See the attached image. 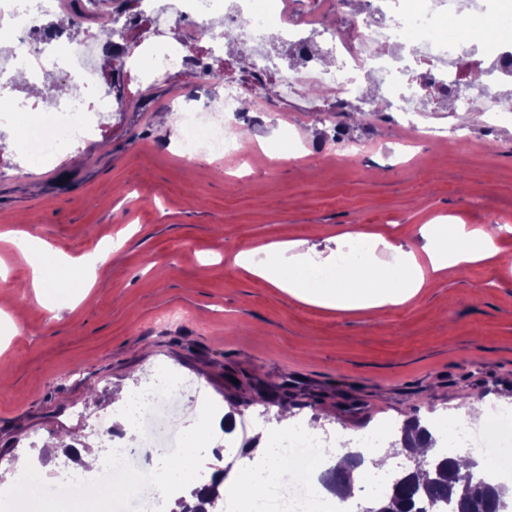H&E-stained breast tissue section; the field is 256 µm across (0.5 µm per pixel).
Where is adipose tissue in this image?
<instances>
[{
	"label": "adipose tissue",
	"instance_id": "obj_1",
	"mask_svg": "<svg viewBox=\"0 0 512 512\" xmlns=\"http://www.w3.org/2000/svg\"><path fill=\"white\" fill-rule=\"evenodd\" d=\"M498 232L494 225L469 230L462 225L433 224L421 233V249L428 256L433 271L454 274L462 264L493 257L494 239ZM339 238L363 244L365 253L363 261L351 262L333 280L287 274V265L303 261L302 254L296 253V245L292 242L266 246L263 262H254L248 252L237 254L235 262L273 286L286 290L302 303L341 311L357 308L378 310L400 305L415 297L423 287L424 272L414 252L403 250L380 236L367 237L354 226L343 230ZM381 251L396 255L397 264H380L377 254ZM287 485V468L275 466L260 479L249 471L225 479L218 491L223 496L235 494L252 500L263 497L270 489Z\"/></svg>",
	"mask_w": 512,
	"mask_h": 512
}]
</instances>
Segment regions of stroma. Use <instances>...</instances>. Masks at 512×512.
<instances>
[{"mask_svg":"<svg viewBox=\"0 0 512 512\" xmlns=\"http://www.w3.org/2000/svg\"><path fill=\"white\" fill-rule=\"evenodd\" d=\"M210 45L188 43L185 63L155 82L103 69L112 110L95 136L47 162L9 154L0 163V457H30L52 482L77 464L55 440L96 449L93 426L113 411V389L162 369L236 408L239 444L250 426L277 419L258 416L262 383H288L293 416L352 443L413 415L445 422L463 401L511 404L512 125L460 123L435 95L415 133L370 93L341 113L314 94L271 95L278 122L252 124L242 138L250 154L189 157L175 117L207 100L208 70H222L246 105L258 83L276 80L241 65L236 40L217 57ZM62 86L54 74L40 89L15 82L0 105L23 122ZM451 124L455 137L436 136ZM339 134L373 149L337 156L328 145ZM434 220L503 226L498 254L453 278L429 274L414 299L374 315L300 303L233 262L298 241L307 267L332 270L342 228L417 250ZM19 230L92 273L93 303L37 294ZM111 241L119 250L97 261Z\"/></svg>","mask_w":512,"mask_h":512,"instance_id":"obj_1","label":"stroma"}]
</instances>
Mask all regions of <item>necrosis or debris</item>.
<instances>
[{
    "instance_id": "necrosis-or-debris-1",
    "label": "necrosis or debris",
    "mask_w": 512,
    "mask_h": 512,
    "mask_svg": "<svg viewBox=\"0 0 512 512\" xmlns=\"http://www.w3.org/2000/svg\"><path fill=\"white\" fill-rule=\"evenodd\" d=\"M139 14L149 20L139 43L141 53L163 55L165 63H174L169 47L197 38V29L172 34L169 16L177 12L208 22L214 16L224 18L226 27L235 29L236 39L254 44L255 59L275 62L278 45L308 48V36L322 37L327 54L334 62L324 65L312 57L304 67L280 68L276 80L278 93L296 94L317 91L336 106L362 95L361 79L377 76L393 87L394 100L406 123H413L417 112L427 111L417 95L404 92L401 76L405 54L419 58L426 66L421 81L444 98L458 103L461 111L477 112L486 128L495 129L512 121V93L497 90L491 84L472 78L483 66L506 76L512 74V42L501 41L490 57H480L475 46L463 44L442 31L443 24L466 30L502 29L512 25V0H377L376 10L353 22L342 20L326 25L324 14L333 8L332 0H312L301 6L298 0H138ZM61 7L60 0H0V39L17 43L18 51L0 60V77L14 70L27 72L29 83H37L48 73L62 74L69 93L58 99L53 111L34 112L21 130L20 151L34 159H51L68 137L78 131H91L94 117L112 110L109 95L99 94L95 104L86 105L88 90L98 89L101 73L97 59L101 42L85 39L66 52H59L57 36L45 33V16ZM208 79L224 87V114L220 120L197 122L194 110H186L187 127L198 129V136L182 143L190 156L205 153L216 158L237 153V123L242 115L240 99L232 86L224 85L221 73L209 71ZM197 399L188 384L167 372H158L143 386L132 390L124 414L137 435V446L159 449L165 458H182L191 447L190 439L172 441L165 435L177 413L179 398ZM97 435L105 450L101 465L91 473L63 471L50 483L47 496L69 504L81 502L89 490L110 495L113 486H124L122 500L113 508L130 502L133 512H163L164 498L184 499L185 484L167 482L165 467L142 474L135 483L126 477L135 464L136 448L124 445L108 424H100ZM448 445L477 451L496 460L512 479V434L507 430L482 431L469 426L449 435ZM280 459L288 464V486L271 499L252 503L253 512H337L335 503L320 496L313 482L310 463L331 456L336 444L320 433L306 432L296 424L280 442ZM166 482L165 496H158L156 485Z\"/></svg>"
}]
</instances>
